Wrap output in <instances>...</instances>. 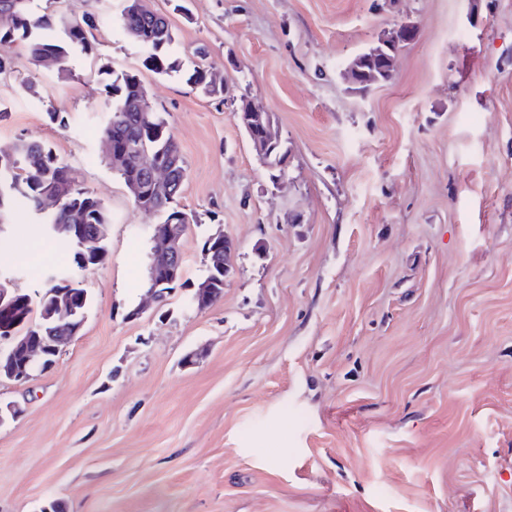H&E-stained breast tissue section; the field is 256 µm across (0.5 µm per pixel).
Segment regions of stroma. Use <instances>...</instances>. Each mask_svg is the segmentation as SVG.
<instances>
[{"instance_id":"stroma-1","label":"stroma","mask_w":512,"mask_h":512,"mask_svg":"<svg viewBox=\"0 0 512 512\" xmlns=\"http://www.w3.org/2000/svg\"><path fill=\"white\" fill-rule=\"evenodd\" d=\"M148 4L182 63L207 47L222 97L145 69L124 0H32L94 15L93 51L61 79L17 43L0 74V148L45 144L111 218L79 334L28 382L0 380L21 409L0 426V512H512V0ZM403 22L416 35L392 80L348 83ZM113 71L166 119L196 218L186 287L152 302L160 218L100 133ZM244 98L288 148L280 180L238 124ZM219 230L232 273L200 309ZM71 261L23 209L0 230V276L20 291Z\"/></svg>"}]
</instances>
